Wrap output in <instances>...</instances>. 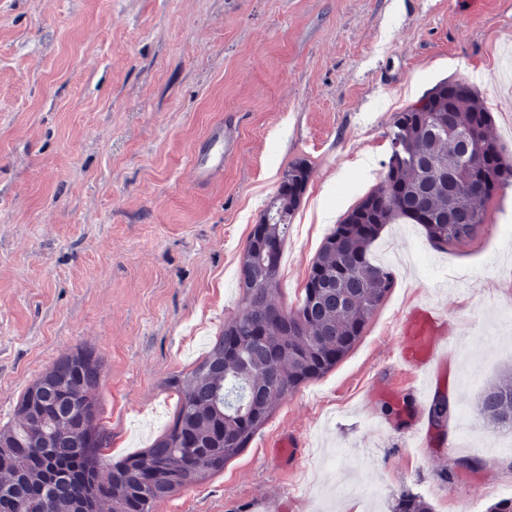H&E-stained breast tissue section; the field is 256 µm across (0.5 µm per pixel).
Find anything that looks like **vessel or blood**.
I'll use <instances>...</instances> for the list:
<instances>
[{"label": "vessel or blood", "instance_id": "vessel-or-blood-1", "mask_svg": "<svg viewBox=\"0 0 512 512\" xmlns=\"http://www.w3.org/2000/svg\"><path fill=\"white\" fill-rule=\"evenodd\" d=\"M397 356L411 377L412 388L421 405H428V381L441 364V353L448 348V332L439 311L418 306L409 311L398 332Z\"/></svg>", "mask_w": 512, "mask_h": 512}]
</instances>
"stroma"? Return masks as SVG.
Wrapping results in <instances>:
<instances>
[{
  "label": "stroma",
  "mask_w": 512,
  "mask_h": 512,
  "mask_svg": "<svg viewBox=\"0 0 512 512\" xmlns=\"http://www.w3.org/2000/svg\"><path fill=\"white\" fill-rule=\"evenodd\" d=\"M474 87L512 158V0H0V429L61 357L103 361L104 462L149 448L191 371L245 308L241 255L294 162L310 167L280 267L296 307L325 236L381 186L397 112ZM395 285L348 354L283 400L239 455L153 512H488L512 498V430L481 393L512 366V186L475 239L417 224L372 248ZM444 311L442 424L397 365L407 308ZM293 438V460L276 445ZM462 459L478 468L459 469Z\"/></svg>",
  "instance_id": "1"
}]
</instances>
